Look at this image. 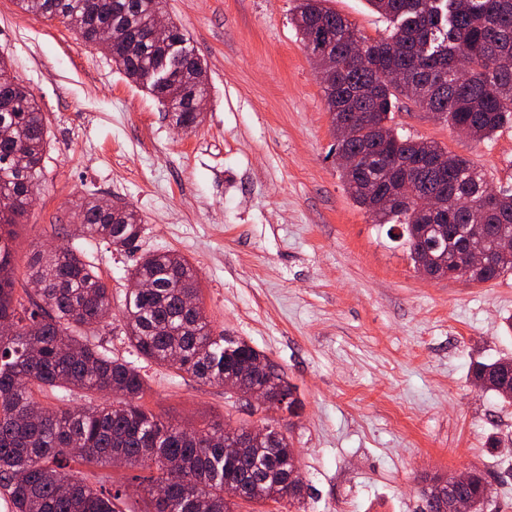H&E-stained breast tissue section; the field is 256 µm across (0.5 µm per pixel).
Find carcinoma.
Listing matches in <instances>:
<instances>
[{"label": "carcinoma", "mask_w": 512, "mask_h": 512, "mask_svg": "<svg viewBox=\"0 0 512 512\" xmlns=\"http://www.w3.org/2000/svg\"><path fill=\"white\" fill-rule=\"evenodd\" d=\"M298 2L292 23L307 50L336 59V79L324 86L332 124L353 113L367 119L352 139L336 140V157L356 158L351 168L336 162L354 201L375 223L390 225L387 235L401 243L415 268L423 265L438 278L468 284L512 274V254L470 266L465 237V225L475 222L491 225L481 240L488 250L497 236L512 235V192H488L484 173L462 155L450 154L446 171L431 167V156L443 147L399 134L390 117L405 98L477 142L512 124V65H498L499 58H512V0H367L391 23L378 39L363 35L323 0ZM161 3L18 0L27 12L80 30L88 42H96L101 28L116 31L121 50L102 44L116 67L162 102L175 126L193 129L199 124L193 100L205 88L192 76L204 67L184 46L177 26H171V39L182 56L175 64L146 38ZM357 47L372 56L374 68L348 62V52ZM388 69L402 79H380ZM45 130V114L29 90L0 82V326H9L7 332L0 329V495L12 512H117L124 490L96 488L66 471L64 459L77 457L93 465L120 460L135 471L130 481L147 492L145 512H234L235 501L224 494L227 485L239 488L242 502L261 486L278 493L276 503H303L308 487L290 481L298 453L273 421L266 423L265 440L226 448L224 424L188 430L139 404L147 389L140 371L107 356L88 334L111 309L112 292L78 249L35 252L27 278L40 285V293L26 302L16 296L13 242L43 175ZM405 175L418 194L467 197L473 208L450 204L447 214L432 218L410 201L396 211H375L374 188L383 190ZM73 215L87 236L138 250L143 227L135 210L85 197ZM130 278L150 283L130 289L124 303L126 335L141 357L174 366L199 384L222 385L232 378L263 385L264 372L251 369L263 353L233 336L214 335L187 259L146 253ZM470 375L475 386L512 402V358L477 361ZM44 388L80 390L111 402L46 409L34 398V390ZM491 486L490 475L471 474L463 489L471 512H485Z\"/></svg>", "instance_id": "carcinoma-1"}]
</instances>
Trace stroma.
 Instances as JSON below:
<instances>
[{"mask_svg":"<svg viewBox=\"0 0 512 512\" xmlns=\"http://www.w3.org/2000/svg\"><path fill=\"white\" fill-rule=\"evenodd\" d=\"M326 5L365 36L388 32L367 0ZM295 6L163 0V20L205 69L201 121L186 131L97 45L0 0V51L47 118L17 273L40 246L82 247L112 290L96 340L140 368L146 406L190 428L255 424L223 386L143 359L125 335L122 303L140 253L185 257L214 333L267 355L303 402L286 434L311 489L305 512H421L430 478L465 471L491 474L487 512H512V405L470 377L473 361L512 356L503 326L512 276L481 285L423 277L353 202ZM393 123L512 188V126L475 142L406 101ZM87 196L139 213V253L83 235L72 205Z\"/></svg>","mask_w":512,"mask_h":512,"instance_id":"35a3bbf8","label":"stroma"}]
</instances>
